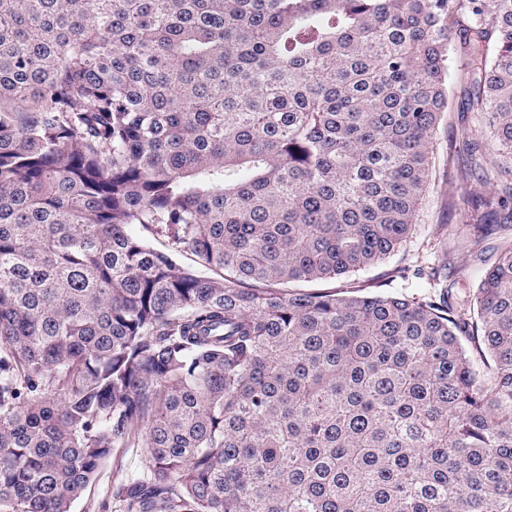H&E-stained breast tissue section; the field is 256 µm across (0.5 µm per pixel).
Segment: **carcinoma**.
<instances>
[{
    "label": "carcinoma",
    "instance_id": "carcinoma-1",
    "mask_svg": "<svg viewBox=\"0 0 512 512\" xmlns=\"http://www.w3.org/2000/svg\"><path fill=\"white\" fill-rule=\"evenodd\" d=\"M453 86L512 224V0H0V512L123 448L124 512H512V237L457 306L297 287L414 230Z\"/></svg>",
    "mask_w": 512,
    "mask_h": 512
}]
</instances>
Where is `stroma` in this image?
I'll use <instances>...</instances> for the list:
<instances>
[{"instance_id":"35a3bbf8","label":"stroma","mask_w":512,"mask_h":512,"mask_svg":"<svg viewBox=\"0 0 512 512\" xmlns=\"http://www.w3.org/2000/svg\"><path fill=\"white\" fill-rule=\"evenodd\" d=\"M467 106V96L452 91L451 110L440 122L431 144V185L413 233L382 262L336 280V288L384 281L389 292L423 298L429 296L430 290L424 280L415 277V269L443 264L453 284V297L459 300L472 292L483 263L495 261L496 246L500 238L512 235V226H501L496 234L486 238L485 254L479 257L470 246L468 229L461 224L458 196L462 192L467 139L461 112ZM145 467L146 458L140 449H121L104 461L82 497L73 503L72 512H121L115 497L117 487L127 475Z\"/></svg>"}]
</instances>
